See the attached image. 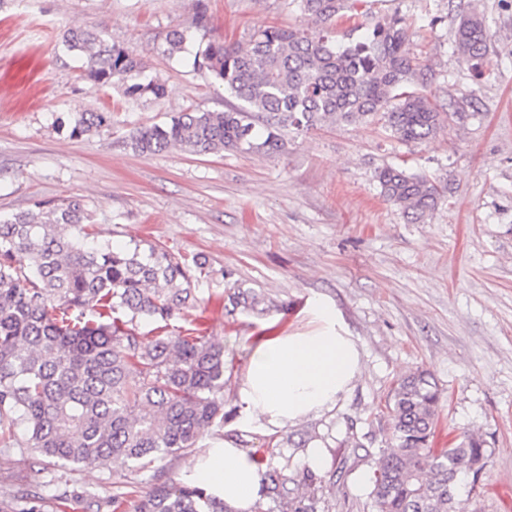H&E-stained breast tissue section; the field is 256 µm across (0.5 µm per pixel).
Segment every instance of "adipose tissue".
I'll return each instance as SVG.
<instances>
[{
    "label": "adipose tissue",
    "mask_w": 512,
    "mask_h": 512,
    "mask_svg": "<svg viewBox=\"0 0 512 512\" xmlns=\"http://www.w3.org/2000/svg\"><path fill=\"white\" fill-rule=\"evenodd\" d=\"M308 314L309 330L255 339L238 389L244 423L272 431L296 426L330 410L360 375L361 349L336 308L317 300ZM187 478L234 512H247L263 483L250 454L231 437L211 442Z\"/></svg>",
    "instance_id": "1"
}]
</instances>
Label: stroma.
<instances>
[{
    "label": "stroma",
    "instance_id": "stroma-1",
    "mask_svg": "<svg viewBox=\"0 0 512 512\" xmlns=\"http://www.w3.org/2000/svg\"><path fill=\"white\" fill-rule=\"evenodd\" d=\"M458 3L349 0L348 20L336 23L337 42L349 45L384 16L411 21L432 94L462 113L424 142L402 143L366 120L289 130L277 154L143 155L128 143L137 128L232 102L206 70L168 58L170 30H184L194 50L271 25L316 38L321 25L294 0H0V216L76 197L112 248L145 240L205 256L211 273L194 283L195 312L224 345L231 416L222 433L294 472L309 448H323L317 512H374L371 477L392 436L385 401L397 379L420 370L440 389L433 447L468 432L491 454L479 481L460 485L465 512H512V0H475L491 35L480 68L456 48ZM74 28L104 30L133 51L165 97L133 100L88 78L62 45ZM94 109L110 112V125L71 136L66 120ZM385 166L439 182L423 221L382 197L375 173ZM237 286L263 297L261 308L232 309ZM317 299L358 337L360 376L335 408L295 427L243 423L236 391L254 338L307 330ZM60 472L102 496L116 482L136 500L152 486L147 471L65 472L51 458L31 467L0 456V487L40 493Z\"/></svg>",
    "mask_w": 512,
    "mask_h": 512
}]
</instances>
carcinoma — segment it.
<instances>
[{
	"label": "carcinoma",
	"instance_id": "carcinoma-1",
	"mask_svg": "<svg viewBox=\"0 0 512 512\" xmlns=\"http://www.w3.org/2000/svg\"><path fill=\"white\" fill-rule=\"evenodd\" d=\"M346 0H297L300 11L323 25L313 40L300 29L268 26L244 44L215 41L195 53L194 65L210 71L239 104L223 112L189 111L163 124L136 129L132 149L159 154L181 148L196 154L224 150L274 154L285 147V130L377 117L399 141L433 137L459 112H442L427 93L429 67L413 52L405 18L375 22L356 43H336L334 22ZM188 35L170 33L168 54L186 51ZM489 31L481 14L459 15L458 51L484 61ZM64 42L84 61L95 81L124 86L131 98L164 94L146 75L141 59L110 43L104 30H72ZM111 113L80 112L71 134L106 127ZM381 194L413 221L440 198L436 181L385 166L376 171ZM91 216L74 198L41 202L36 209L0 218V443L21 449L27 463L55 458L63 466L120 463L144 468L157 458L180 456L224 427V346L209 325L189 310L198 301L195 274H207L206 258L177 257L158 245L115 251L90 230ZM30 255L29 272L13 265ZM262 299L240 289L230 303L253 310ZM182 319L188 327L174 326ZM157 324L154 335L140 321ZM439 389L424 372L402 377L385 409L392 421L391 451L372 477L375 512H463L456 498L461 477L478 479L489 460L473 434L440 452L430 438L438 416ZM21 427L25 438L14 430ZM154 487L134 512H230L224 501L198 485L180 482L161 468ZM288 465L267 466L262 496L282 512H315L305 498L288 497ZM121 486L106 498L85 495L87 507L121 512ZM34 496L16 508L0 497V512H44Z\"/></svg>",
	"mask_w": 512,
	"mask_h": 512
}]
</instances>
